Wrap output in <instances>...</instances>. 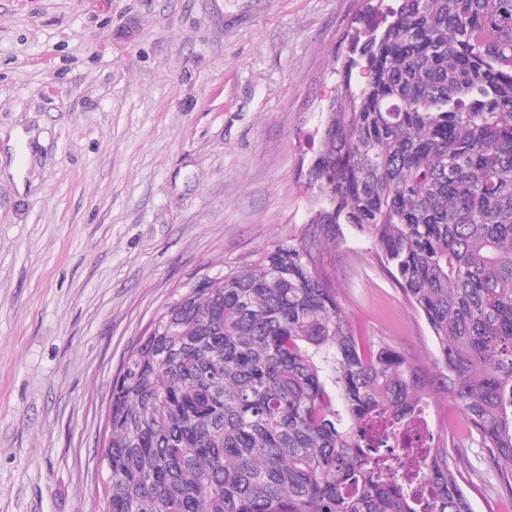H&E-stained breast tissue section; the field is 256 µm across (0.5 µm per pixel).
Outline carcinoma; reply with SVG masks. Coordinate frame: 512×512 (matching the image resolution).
I'll return each instance as SVG.
<instances>
[{
	"mask_svg": "<svg viewBox=\"0 0 512 512\" xmlns=\"http://www.w3.org/2000/svg\"><path fill=\"white\" fill-rule=\"evenodd\" d=\"M357 18L310 168L308 220L159 312L112 382L105 512H422L391 433L441 389L512 496V0ZM366 236L436 343L364 351L320 264ZM432 512H473L456 458L416 459Z\"/></svg>",
	"mask_w": 512,
	"mask_h": 512,
	"instance_id": "1",
	"label": "carcinoma"
}]
</instances>
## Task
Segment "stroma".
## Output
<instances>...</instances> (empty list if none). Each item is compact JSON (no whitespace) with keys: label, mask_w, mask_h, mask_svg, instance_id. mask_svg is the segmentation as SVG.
<instances>
[{"label":"stroma","mask_w":512,"mask_h":512,"mask_svg":"<svg viewBox=\"0 0 512 512\" xmlns=\"http://www.w3.org/2000/svg\"><path fill=\"white\" fill-rule=\"evenodd\" d=\"M364 0H0V512H102L112 380L176 287L303 224L321 113ZM351 327L431 361L424 319L347 233ZM474 512H512L431 397Z\"/></svg>","instance_id":"35a3bbf8"}]
</instances>
